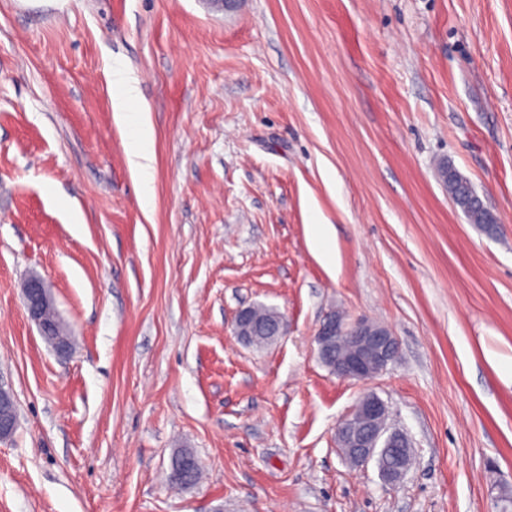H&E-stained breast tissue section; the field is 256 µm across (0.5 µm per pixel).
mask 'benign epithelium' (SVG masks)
Here are the masks:
<instances>
[{"instance_id":"7a95c632","label":"benign epithelium","mask_w":512,"mask_h":512,"mask_svg":"<svg viewBox=\"0 0 512 512\" xmlns=\"http://www.w3.org/2000/svg\"><path fill=\"white\" fill-rule=\"evenodd\" d=\"M25 306L56 353L70 351L69 339L59 336L56 325L45 318L44 310L53 303L48 286L37 275L31 276L23 288ZM268 339L275 341L285 335L287 321L282 314L267 325ZM252 317V309L241 310L234 321V334L245 342H252L257 331L265 327ZM318 355L337 376L359 381L374 379L392 363L399 351L397 336L385 325L365 318L348 322L336 313L322 321L315 334ZM11 392L0 386V440L11 437L17 428V413L6 408ZM388 405L376 394L364 395L349 415L336 426V443L342 456L355 466L373 460L382 479L399 482L408 470L395 460L399 449L405 447L408 437L389 427Z\"/></svg>"}]
</instances>
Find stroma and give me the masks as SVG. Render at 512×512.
<instances>
[{
  "instance_id": "1",
  "label": "stroma",
  "mask_w": 512,
  "mask_h": 512,
  "mask_svg": "<svg viewBox=\"0 0 512 512\" xmlns=\"http://www.w3.org/2000/svg\"><path fill=\"white\" fill-rule=\"evenodd\" d=\"M137 78L150 204L106 71ZM449 162L499 224H471ZM329 228L324 260L312 227ZM50 286L59 357L24 305ZM262 304L286 335L233 333ZM399 359L332 374L330 311ZM512 0H0V512H501L512 497ZM391 407L413 465L353 467ZM195 454L200 481L171 484ZM264 325H261L254 321L252 317V309L246 308L241 310L234 321V334L240 340L251 343L253 336L257 331L263 329ZM256 346H262L268 343V340L262 336H257L252 342ZM12 393L0 385V440L11 437L17 428V413L12 409H7L5 403L7 396ZM388 405L376 394L364 395L349 415L336 426V443L342 456L355 466L375 460L382 479L389 484L399 482L409 467L402 466L396 457L408 462V437L389 427Z\"/></svg>"
}]
</instances>
